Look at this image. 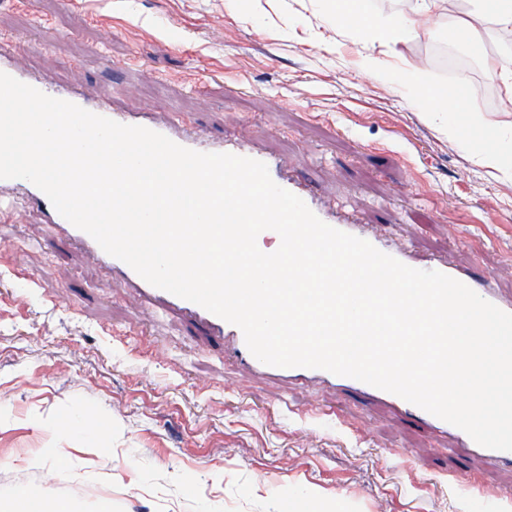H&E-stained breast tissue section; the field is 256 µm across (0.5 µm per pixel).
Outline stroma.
Segmentation results:
<instances>
[{"label": "stroma", "mask_w": 512, "mask_h": 512, "mask_svg": "<svg viewBox=\"0 0 512 512\" xmlns=\"http://www.w3.org/2000/svg\"><path fill=\"white\" fill-rule=\"evenodd\" d=\"M459 3L396 42L383 24L416 0H371L365 28L322 23L325 0H0V39L46 87L258 148L324 208L511 297L512 184L386 77L451 86L431 44L474 18ZM467 85L471 116L512 125L499 86ZM74 414L87 434L59 428ZM29 483L74 512H512V464L386 402L254 373L17 199L0 205V488Z\"/></svg>", "instance_id": "stroma-1"}]
</instances>
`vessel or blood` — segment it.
Segmentation results:
<instances>
[{"label": "vessel or blood", "mask_w": 512, "mask_h": 512, "mask_svg": "<svg viewBox=\"0 0 512 512\" xmlns=\"http://www.w3.org/2000/svg\"><path fill=\"white\" fill-rule=\"evenodd\" d=\"M55 96L56 98L72 102L90 112L109 118L118 123L139 125L149 128L167 136L175 143L195 151L231 153L260 161H267L265 153L251 148H246L235 143H225L222 141L216 142L210 140L209 137L183 125L176 126L157 123L153 121L149 113L146 112H118L108 107L105 103L92 102L78 94L66 90L56 91ZM0 189H18L23 191L27 200L44 208L51 224L57 226L67 240L82 246L84 249L91 252L103 265L109 267L112 271L117 272L131 286L137 288L151 305L174 308L186 313L194 319V321L198 323L199 327L207 334L213 336L216 341L227 344L234 356L244 362L254 372L300 381L317 380L321 382H329L355 392L365 398L386 401L405 412H408L417 421L460 439L466 451L479 454L494 464L507 462L512 463V452L498 451L482 447L475 443L462 429L433 416L416 405L409 403L392 393L380 390L349 377L334 375L321 369L278 368L261 363L248 350L243 333L238 327L211 314L195 303L176 297L169 292L147 283L127 264L105 253L91 236L64 219L54 209L46 195L32 183L23 179H0ZM426 268L430 271L436 270L445 273L461 281L483 299L495 304L505 312L512 313V299L501 297L496 292L495 288L491 286L488 279L474 277L473 275H470L468 271L459 269L446 262H430L427 263Z\"/></svg>", "instance_id": "vessel-or-blood-1"}]
</instances>
